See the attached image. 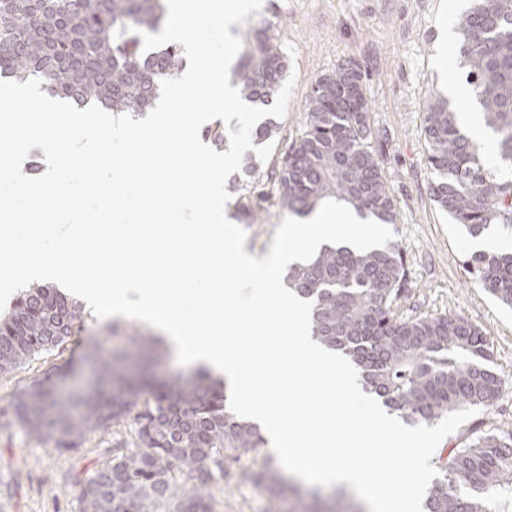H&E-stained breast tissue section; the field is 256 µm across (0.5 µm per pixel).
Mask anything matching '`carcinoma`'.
<instances>
[{
	"instance_id": "obj_1",
	"label": "carcinoma",
	"mask_w": 512,
	"mask_h": 512,
	"mask_svg": "<svg viewBox=\"0 0 512 512\" xmlns=\"http://www.w3.org/2000/svg\"><path fill=\"white\" fill-rule=\"evenodd\" d=\"M165 20L163 0H0V78L38 79L62 100L142 117L155 106L161 81L184 64L176 44L143 51L139 32L157 34ZM270 29L265 19L250 26V43L232 72L241 98L259 108L274 103L288 72ZM458 34L457 56L494 137L496 164L440 92L424 112L426 164L433 201L477 238L495 224H512V0H470ZM278 134L271 118L252 130L257 145ZM374 138L362 68L346 60L312 84L304 124L275 169L271 191L249 182L233 186L238 218L254 223L269 201L305 217L336 200L363 218L397 223ZM467 269L479 287L512 307V253L477 252ZM285 280L312 302V337L345 356L365 392L406 424L433 425L497 401L502 379L490 368L478 327L458 316L407 313L410 280L399 245L366 252L324 247L289 268ZM82 320L80 305L55 288L18 297L0 321V376L64 346ZM156 345L154 336L137 334L131 347L97 358L93 381L78 395H63L48 379L16 397L19 422L57 449L130 424L112 460L76 485L83 512H212L211 487L224 477V459L267 445L255 425L226 409L220 384L208 374L136 375ZM461 444L442 457L424 512H512V431L470 429ZM254 480L271 501L287 489L296 512H318L311 494L285 486L269 469L254 472Z\"/></svg>"
}]
</instances>
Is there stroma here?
Segmentation results:
<instances>
[{"instance_id": "35a3bbf8", "label": "stroma", "mask_w": 512, "mask_h": 512, "mask_svg": "<svg viewBox=\"0 0 512 512\" xmlns=\"http://www.w3.org/2000/svg\"><path fill=\"white\" fill-rule=\"evenodd\" d=\"M463 0H262L251 21L268 19L288 60L294 84L286 111L279 117L280 135L255 178L266 184L301 130L310 87L321 74L355 58L366 73L365 94L372 103L371 125L379 138L374 146L397 201L392 225L394 241L403 249L412 285L409 305L416 312L458 315L480 328L492 351V369L503 389L495 405L469 418L465 429H512V308L473 282L465 268L476 247L440 210L429 194L431 174L424 162L427 144L422 113L429 95L443 90L447 78L464 81L456 54L447 70L436 59L445 46V26H456ZM283 215L263 209L256 223L245 225L244 248L266 257ZM120 334H112L100 317L84 316L83 329L59 350L37 357L0 376V512H81L75 485L112 458L111 434L96 433L73 451L29 435L14 412L19 390L66 361L80 362L89 339L100 355L122 349L127 336L147 331L146 323L121 318ZM279 468L272 447L224 463V478L213 487L214 512H292L294 502L271 503L250 477L262 466Z\"/></svg>"}]
</instances>
